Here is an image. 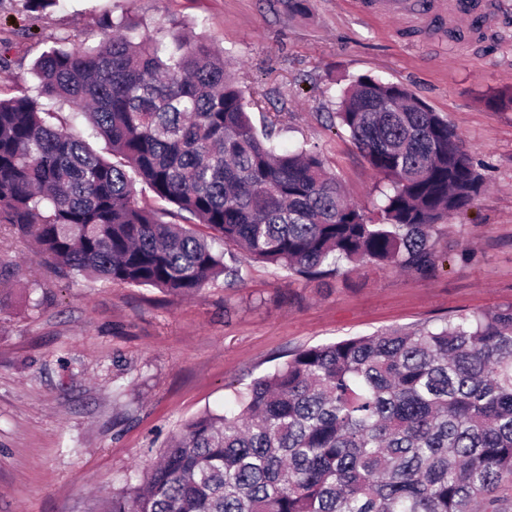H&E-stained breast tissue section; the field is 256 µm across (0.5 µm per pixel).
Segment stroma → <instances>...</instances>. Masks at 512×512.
<instances>
[{"label": "stroma", "mask_w": 512, "mask_h": 512, "mask_svg": "<svg viewBox=\"0 0 512 512\" xmlns=\"http://www.w3.org/2000/svg\"><path fill=\"white\" fill-rule=\"evenodd\" d=\"M108 15L156 37L184 26L224 51L247 92L266 96L257 130L318 146L367 213L381 179L331 117L360 76L402 84L455 125L487 188L439 225L427 280L373 264L302 278L257 261L241 281L180 297L57 278L0 226V264L22 268L0 284V512H101L183 422L223 412L299 348L512 304V108L486 104L512 84V37L434 41L358 0H308L303 14L288 0H60L35 18L0 0V96L30 93L33 62L62 40L98 42Z\"/></svg>", "instance_id": "stroma-1"}]
</instances>
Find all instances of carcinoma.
Masks as SVG:
<instances>
[{
	"label": "carcinoma",
	"mask_w": 512,
	"mask_h": 512,
	"mask_svg": "<svg viewBox=\"0 0 512 512\" xmlns=\"http://www.w3.org/2000/svg\"><path fill=\"white\" fill-rule=\"evenodd\" d=\"M100 28L97 44L34 62L35 94L0 98V224L57 275L176 295L240 281L254 260L299 277L371 263L428 278L434 229L483 192L447 119L359 77L332 117L386 181L376 222L316 147L281 152L257 133L264 95L246 96L207 42L109 16ZM488 106L512 107V85ZM133 173L185 223L139 206ZM237 398L185 422L106 512H512V305L298 349Z\"/></svg>",
	"instance_id": "cac0c4a2"
}]
</instances>
